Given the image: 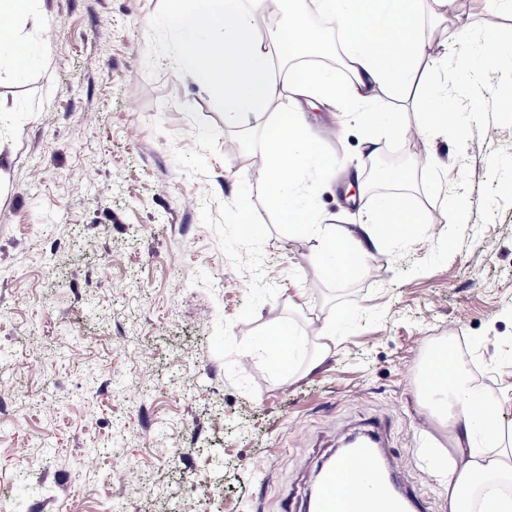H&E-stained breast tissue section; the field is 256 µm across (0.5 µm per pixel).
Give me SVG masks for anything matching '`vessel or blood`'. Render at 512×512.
I'll return each mask as SVG.
<instances>
[{
    "label": "vessel or blood",
    "instance_id": "1",
    "mask_svg": "<svg viewBox=\"0 0 512 512\" xmlns=\"http://www.w3.org/2000/svg\"><path fill=\"white\" fill-rule=\"evenodd\" d=\"M366 444L342 452L321 470L318 483L305 504L306 512H336L337 496L348 498L354 512H407L411 497L407 491H392L389 477L395 476L398 460L385 448L381 438L383 427L371 423ZM347 470L356 478L355 483L343 486L338 480L340 470ZM378 485L379 496L368 494L370 485Z\"/></svg>",
    "mask_w": 512,
    "mask_h": 512
}]
</instances>
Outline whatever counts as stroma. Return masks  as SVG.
<instances>
[{"label": "stroma", "mask_w": 512, "mask_h": 512, "mask_svg": "<svg viewBox=\"0 0 512 512\" xmlns=\"http://www.w3.org/2000/svg\"><path fill=\"white\" fill-rule=\"evenodd\" d=\"M170 8L35 0L17 23L33 63L0 56V399L16 403L0 410V496L26 486L27 512H278L378 419L423 512H448L427 459L448 433L417 374L448 339L487 395L512 370V128L489 125L460 158L447 137L414 134L421 91L391 97L408 114L406 157H434L449 185L469 169L463 247L396 281L447 227L419 188L427 238L400 260L374 249L341 279L271 203L261 130L225 124L221 100L179 69ZM418 12L430 55L461 29L512 26L496 0ZM302 108L337 164L313 182L314 208L354 227L364 138L332 107ZM329 321L346 340L306 371ZM275 327L300 342L292 362L256 344Z\"/></svg>", "instance_id": "35a3bbf8"}]
</instances>
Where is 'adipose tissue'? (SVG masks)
I'll return each instance as SVG.
<instances>
[{"label":"adipose tissue","instance_id":"obj_1","mask_svg":"<svg viewBox=\"0 0 512 512\" xmlns=\"http://www.w3.org/2000/svg\"><path fill=\"white\" fill-rule=\"evenodd\" d=\"M299 0H173L170 22L182 33L207 32L190 41L180 58L184 73L223 92L224 121L245 115L261 120L269 146L261 179L283 218L302 233L326 243L325 257L344 279L355 277L386 237H408L416 218L404 195L372 199L364 224L351 229L319 223L310 202L307 177L326 178L331 169L309 137L299 99H315L340 112L364 115L369 122L397 128L394 113L378 108L379 93L407 91L422 72L424 48L416 35L418 0H316L344 47L347 81L322 68L286 75L294 103L265 122L278 96L274 74L277 48L262 44L257 29L276 9H287L282 44L292 54L312 56L325 44L310 30ZM432 416L448 431L449 450L434 470L448 491V512H512V499L489 498L493 486L512 484V383L488 397L473 383L452 343L436 345L418 379Z\"/></svg>","mask_w":512,"mask_h":512}]
</instances>
